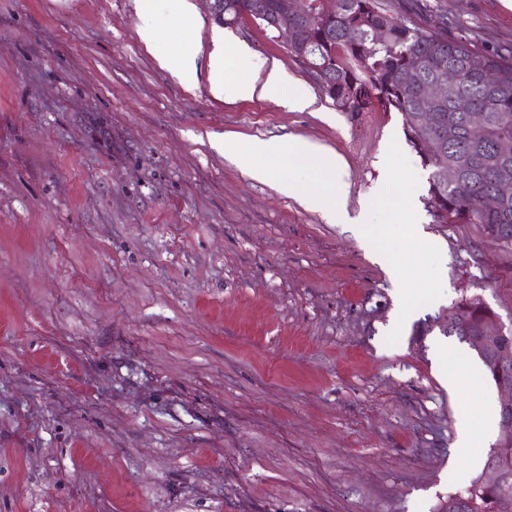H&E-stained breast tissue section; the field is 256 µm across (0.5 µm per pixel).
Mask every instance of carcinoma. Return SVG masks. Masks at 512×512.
Here are the masks:
<instances>
[{
    "mask_svg": "<svg viewBox=\"0 0 512 512\" xmlns=\"http://www.w3.org/2000/svg\"><path fill=\"white\" fill-rule=\"evenodd\" d=\"M252 0H225V18L237 24L251 13ZM296 26L309 25L313 42L289 53L308 63L310 74L324 87L337 105L363 112L376 105L384 112L417 116L420 112L444 115L455 108V96L468 99V111L485 113V129L471 130L470 117L461 114L456 136L418 142L413 125L407 136L423 163L439 170L455 163L463 154L472 157L457 183H429V205L438 224H480L491 241L512 248V199L500 209L485 211L479 200L494 189L500 166L499 140L512 138V49L500 53L482 52L462 36H448L383 11L377 0H336V17L323 19L310 8L307 17L291 20ZM416 72L417 87L406 84V71ZM459 75L455 91L436 103L420 96L419 88L441 72ZM459 331L453 337L479 335L493 310L479 299L461 300L453 306ZM494 467L501 482L490 484L477 475L463 490L448 496L440 512H496L498 497L512 493V446L490 449L484 468ZM463 503L466 510L458 508Z\"/></svg>",
    "mask_w": 512,
    "mask_h": 512,
    "instance_id": "cac0c4a2",
    "label": "carcinoma"
}]
</instances>
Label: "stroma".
Returning <instances> with one entry per match:
<instances>
[{
    "mask_svg": "<svg viewBox=\"0 0 512 512\" xmlns=\"http://www.w3.org/2000/svg\"><path fill=\"white\" fill-rule=\"evenodd\" d=\"M182 23L149 49L137 0H0V512H438L460 414L431 341L480 299L512 321V249L436 223L401 113L313 110L210 91L216 41L311 83L250 19ZM479 49L512 45L500 0H379ZM197 52L184 85L157 51ZM294 135L339 155L357 214L397 141L440 244L442 296L396 344L393 278L345 225L225 155Z\"/></svg>",
    "mask_w": 512,
    "mask_h": 512,
    "instance_id": "obj_1",
    "label": "stroma"
}]
</instances>
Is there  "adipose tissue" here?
Here are the masks:
<instances>
[{"instance_id":"adipose-tissue-1","label":"adipose tissue","mask_w":512,"mask_h":512,"mask_svg":"<svg viewBox=\"0 0 512 512\" xmlns=\"http://www.w3.org/2000/svg\"><path fill=\"white\" fill-rule=\"evenodd\" d=\"M229 65L223 44H216L209 56L210 90L214 96L240 100L274 98L284 108L296 112L306 111L316 102L304 82L288 79L277 64H259L256 76L241 82L228 78Z\"/></svg>"}]
</instances>
